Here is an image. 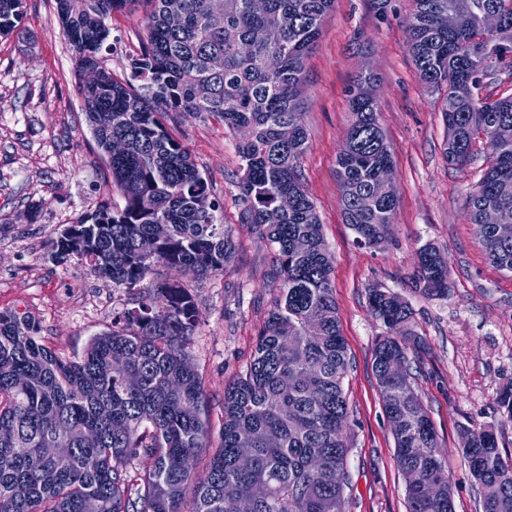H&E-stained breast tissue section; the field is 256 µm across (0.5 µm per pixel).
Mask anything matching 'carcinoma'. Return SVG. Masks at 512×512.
<instances>
[{
    "mask_svg": "<svg viewBox=\"0 0 512 512\" xmlns=\"http://www.w3.org/2000/svg\"><path fill=\"white\" fill-rule=\"evenodd\" d=\"M75 50L86 120L123 206L108 201L49 241V258L75 259L132 291L158 266L165 280L125 308L112 329L75 359L39 341L28 314L0 311V512H346L349 368L336 316L334 259L304 187L309 147L303 111L305 63L335 0H148L140 53L119 80L100 53L112 15L143 0H54ZM500 16L487 32L482 17ZM25 0H0V36L14 33ZM408 48L423 84L446 88L445 155L469 164L486 142L488 166L467 196L470 220L488 208L512 224V96L481 93L512 68V0H416ZM93 73L89 82L85 73ZM377 73L348 88L352 123L337 156L340 205L356 242L379 248L399 208L393 151L379 122ZM215 117L238 136L241 221L273 248L268 277L277 296L246 369L224 391L213 437L202 375L192 362L199 309L187 275L224 273L235 244L217 223L219 205L169 123ZM489 260L512 273V239L480 234ZM448 262L419 250L420 292L448 295ZM372 314L388 329L373 373L406 483L409 512H453L445 455L415 387L408 349L417 339L408 302L369 289ZM405 358L406 377L387 375ZM496 404L512 423V384ZM253 436V465L237 462L239 436ZM45 448H62L50 458ZM461 455L482 512H512V457L491 429L464 431Z\"/></svg>",
    "mask_w": 512,
    "mask_h": 512,
    "instance_id": "cac0c4a2",
    "label": "carcinoma"
}]
</instances>
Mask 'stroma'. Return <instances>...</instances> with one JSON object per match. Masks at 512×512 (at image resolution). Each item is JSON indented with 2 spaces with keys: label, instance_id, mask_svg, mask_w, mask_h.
<instances>
[{
  "label": "stroma",
  "instance_id": "obj_1",
  "mask_svg": "<svg viewBox=\"0 0 512 512\" xmlns=\"http://www.w3.org/2000/svg\"><path fill=\"white\" fill-rule=\"evenodd\" d=\"M414 0H391L378 18L370 0H335L321 39L306 61L303 123L309 148L302 159L306 192L334 258L337 317L349 370L343 382L350 414L346 512H408L395 440L372 372L373 348L385 327L369 308L368 290L404 297L422 340L415 359L417 389L448 461L455 512H482L477 485L458 450L467 429L490 428L512 454V424L496 397L512 383V273L488 260L470 221L466 197L487 166L478 145L471 164H448L441 116L445 94L425 87L407 48ZM52 0H27L17 35L0 40V310L28 313L41 342L68 356L82 355L94 336L138 298L89 274L80 262L48 258L58 228L93 211L103 199L120 203L87 125L74 73L75 51L52 20ZM149 5L112 17L103 57L115 76L129 71L140 48ZM371 50L357 52V41ZM379 73V122L393 150L400 203L384 249L358 246L343 221L336 156L352 114L347 87L360 70ZM221 208L236 257L224 273L191 278L199 306L192 360L203 374L212 422H219L224 390L245 370L276 293L266 274L273 250L241 223L236 195V137L222 121L185 118L173 126ZM441 248L450 280L444 297L415 290L418 251Z\"/></svg>",
  "mask_w": 512,
  "mask_h": 512
}]
</instances>
